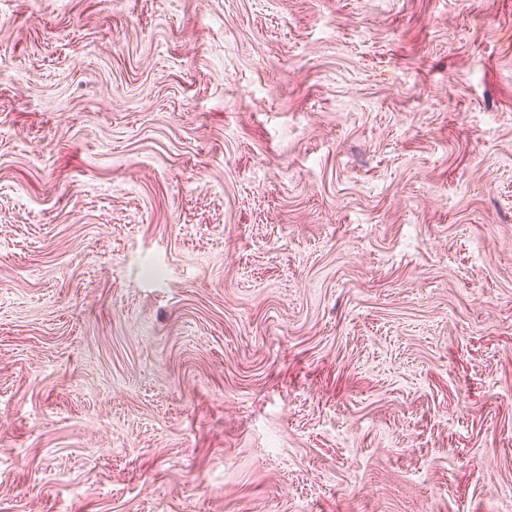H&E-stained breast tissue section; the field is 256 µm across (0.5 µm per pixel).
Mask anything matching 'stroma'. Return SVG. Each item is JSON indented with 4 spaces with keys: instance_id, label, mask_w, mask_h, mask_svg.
<instances>
[{
    "instance_id": "stroma-1",
    "label": "stroma",
    "mask_w": 512,
    "mask_h": 512,
    "mask_svg": "<svg viewBox=\"0 0 512 512\" xmlns=\"http://www.w3.org/2000/svg\"><path fill=\"white\" fill-rule=\"evenodd\" d=\"M0 512H512V0H0Z\"/></svg>"
}]
</instances>
